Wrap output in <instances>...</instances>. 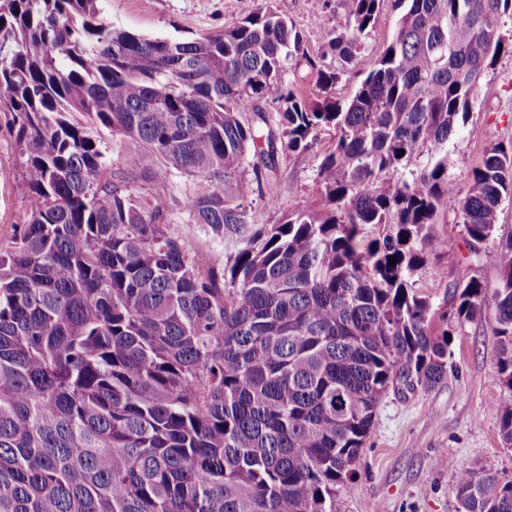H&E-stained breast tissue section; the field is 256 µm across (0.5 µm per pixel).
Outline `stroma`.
Returning a JSON list of instances; mask_svg holds the SVG:
<instances>
[{
	"label": "stroma",
	"mask_w": 512,
	"mask_h": 512,
	"mask_svg": "<svg viewBox=\"0 0 512 512\" xmlns=\"http://www.w3.org/2000/svg\"><path fill=\"white\" fill-rule=\"evenodd\" d=\"M262 0H100L102 17L129 31L171 39L200 38L237 24ZM275 8L300 33L316 68L294 62L289 86L316 93L318 70L339 79L331 96L348 101L391 41L400 11L383 0L373 29L353 62L330 49L328 31L344 22L342 0H275ZM18 120L0 111V244H7L27 220L24 159L16 143ZM334 140L324 131L313 150L280 155L277 172L263 190L273 193L278 208L263 198L246 207L248 223H279L288 210L318 202L316 174L325 149ZM512 142V54L497 56L473 94L464 125L448 141V173L465 186L487 148ZM429 260L416 275V288L434 308L445 305L446 286L462 276H476L488 286L499 280L494 253L498 241L512 237V202L504 204L492 241L470 255L461 225H435ZM493 312L456 325L448 355V373L437 385L414 392L389 390L379 403L374 430L357 471L336 493V512H458L455 466L486 468L512 477V446L500 434L490 403L505 390L499 371V344Z\"/></svg>",
	"instance_id": "1"
}]
</instances>
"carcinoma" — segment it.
Masks as SVG:
<instances>
[{"label":"carcinoma","instance_id":"obj_1","mask_svg":"<svg viewBox=\"0 0 512 512\" xmlns=\"http://www.w3.org/2000/svg\"><path fill=\"white\" fill-rule=\"evenodd\" d=\"M343 2L328 44L350 62L382 0ZM396 2L391 42L342 104L339 74L270 5L171 40L104 22L97 0H0V104L20 117L29 213L0 248V512H336L382 397L438 384L453 326L489 309L507 385L492 411L512 444V240L495 287L457 279L441 310L414 280L448 198L475 255L512 201V144L464 188L448 175L474 89L512 51V0ZM299 57L314 98L285 81ZM326 128L324 207L249 224L278 151ZM250 153L263 166L247 178ZM174 174L205 180L178 202L187 223L238 240L220 271L170 232ZM455 494L462 512H512V479L492 470L457 468Z\"/></svg>","mask_w":512,"mask_h":512}]
</instances>
